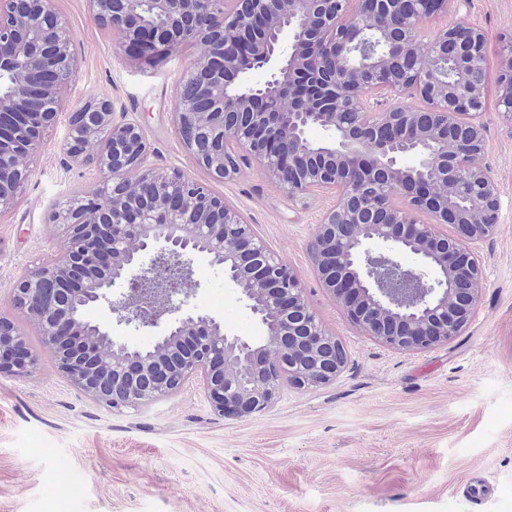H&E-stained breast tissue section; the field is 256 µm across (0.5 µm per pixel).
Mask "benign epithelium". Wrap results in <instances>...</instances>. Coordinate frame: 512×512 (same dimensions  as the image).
I'll return each mask as SVG.
<instances>
[{"label": "benign epithelium", "mask_w": 512, "mask_h": 512, "mask_svg": "<svg viewBox=\"0 0 512 512\" xmlns=\"http://www.w3.org/2000/svg\"><path fill=\"white\" fill-rule=\"evenodd\" d=\"M119 53L152 59L184 44L202 48L174 91L175 131L211 175L230 178L256 162L291 198L336 194L309 244L322 287L348 319L405 351L450 341L470 324L484 288L480 243L498 226L500 199L484 164L489 108L486 37L456 25L428 37L422 24L448 0H89ZM265 35L247 38L258 22ZM496 111L512 122V39L502 43ZM339 90L306 101L291 88L305 70ZM76 69L54 0H0V214L12 209L17 175L41 148ZM266 72L253 83L249 74ZM204 99V111L196 100ZM415 99L414 106L408 100ZM105 98L72 107L62 150L95 164L105 186L54 213L64 227L55 254L18 279L13 303L41 331L58 371L86 397L141 407L199 378L215 411L247 418L271 407L283 380L332 381L347 363L318 320L295 271L245 216L179 171L147 164L136 122L115 119ZM231 112L250 123L228 126ZM26 116L25 148L14 117ZM328 133L315 147L305 126ZM214 130L211 142L195 131ZM414 154L416 171L400 157ZM426 214L424 221L420 215ZM411 254L418 266L401 257ZM224 274L266 330L253 346L188 299L199 287L192 257ZM105 306L116 323L158 332L143 356L82 320L79 304ZM38 360L14 321L0 317V374ZM149 385H144V380Z\"/></svg>", "instance_id": "7a95c632"}]
</instances>
